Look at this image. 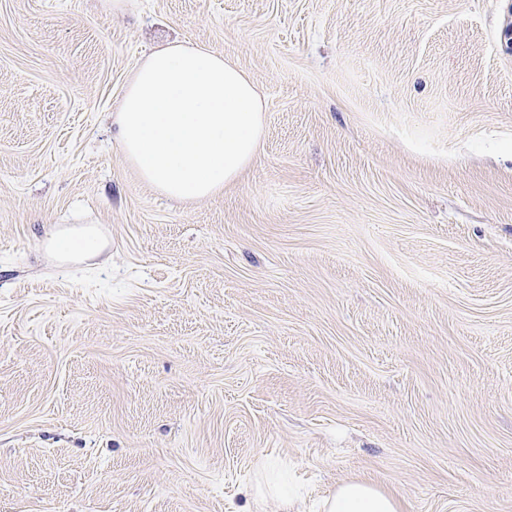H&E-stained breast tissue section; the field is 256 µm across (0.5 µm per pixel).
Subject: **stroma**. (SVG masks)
Returning <instances> with one entry per match:
<instances>
[{
	"label": "stroma",
	"instance_id": "stroma-1",
	"mask_svg": "<svg viewBox=\"0 0 512 512\" xmlns=\"http://www.w3.org/2000/svg\"><path fill=\"white\" fill-rule=\"evenodd\" d=\"M176 39L266 101L213 198L112 135ZM269 456L512 512V0H0V512H249ZM51 244L56 253H81L86 256L98 252L101 248L97 239L88 233H84L79 238L58 235L51 239Z\"/></svg>",
	"mask_w": 512,
	"mask_h": 512
}]
</instances>
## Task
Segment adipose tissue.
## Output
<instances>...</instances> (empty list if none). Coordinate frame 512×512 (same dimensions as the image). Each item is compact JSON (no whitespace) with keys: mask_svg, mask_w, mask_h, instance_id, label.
<instances>
[{"mask_svg":"<svg viewBox=\"0 0 512 512\" xmlns=\"http://www.w3.org/2000/svg\"><path fill=\"white\" fill-rule=\"evenodd\" d=\"M264 95L233 60L173 41L134 72L112 115L114 138L142 181L179 201L221 195L257 159L265 135ZM254 504L276 498L293 512L297 488L277 460L262 463ZM323 512H401L377 484L345 481L323 501Z\"/></svg>","mask_w":512,"mask_h":512,"instance_id":"adipose-tissue-1","label":"adipose tissue"}]
</instances>
